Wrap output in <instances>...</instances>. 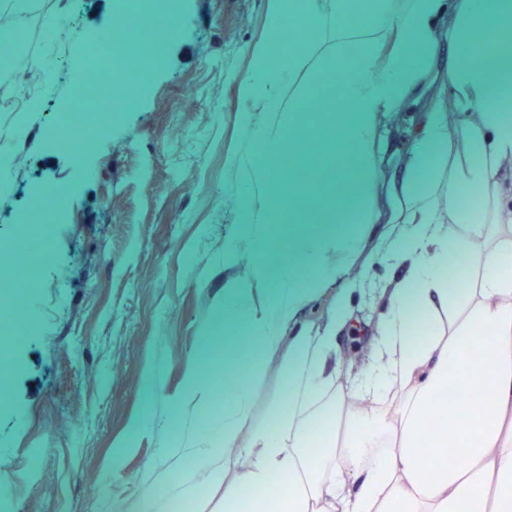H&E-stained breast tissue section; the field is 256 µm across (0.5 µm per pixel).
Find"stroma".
I'll use <instances>...</instances> for the list:
<instances>
[{
    "label": "stroma",
    "instance_id": "35a3bbf8",
    "mask_svg": "<svg viewBox=\"0 0 512 512\" xmlns=\"http://www.w3.org/2000/svg\"><path fill=\"white\" fill-rule=\"evenodd\" d=\"M114 0H36L32 23L0 32L16 64L42 61L37 111H0V154L24 152L0 172V238L30 213L46 186L69 188L65 209L30 213L50 235L49 258L28 287L33 318L11 344L8 405H0V492L7 512H118L139 493L165 512L195 508L207 493L181 448L224 419L180 410L185 376L213 339L209 374L224 375L228 244L248 176L230 164L251 102L242 83L273 21L272 0H177L178 29L159 39L150 81L131 108L79 157L47 134L73 105L110 25ZM25 137H17V123ZM153 414V424L139 420Z\"/></svg>",
    "mask_w": 512,
    "mask_h": 512
}]
</instances>
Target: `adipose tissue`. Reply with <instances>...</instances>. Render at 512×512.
Listing matches in <instances>:
<instances>
[{
	"instance_id": "adipose-tissue-1",
	"label": "adipose tissue",
	"mask_w": 512,
	"mask_h": 512,
	"mask_svg": "<svg viewBox=\"0 0 512 512\" xmlns=\"http://www.w3.org/2000/svg\"><path fill=\"white\" fill-rule=\"evenodd\" d=\"M273 2L311 34L267 38L243 84L255 109L234 163L250 183L214 313L224 423L185 448L211 490L197 512H512V0ZM157 55L133 40L113 74L124 106ZM415 98L384 179L381 127ZM382 264L393 279L367 285ZM357 293L381 308L362 353ZM324 296L325 319L302 322ZM274 366L283 402L262 409ZM350 48H354L355 51L353 53L350 52L349 51ZM350 48L347 49L346 54H345V58H346L345 66L343 67V61L341 63V69L344 68L343 70L329 71V72L321 74L318 77V79H317L318 80V88H317L318 91H326L327 92V91H331L334 88H336V86L341 78L342 72L350 69L353 66L359 48L357 46H351Z\"/></svg>"
}]
</instances>
